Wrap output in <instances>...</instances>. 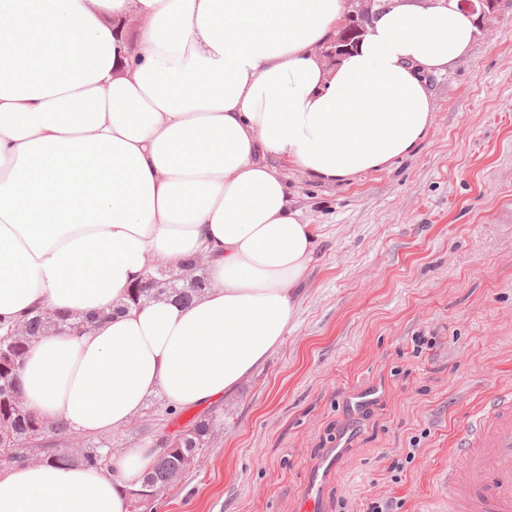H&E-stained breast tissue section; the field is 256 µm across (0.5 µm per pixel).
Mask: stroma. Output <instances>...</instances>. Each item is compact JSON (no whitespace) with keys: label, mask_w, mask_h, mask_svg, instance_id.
Masks as SVG:
<instances>
[{"label":"stroma","mask_w":512,"mask_h":512,"mask_svg":"<svg viewBox=\"0 0 512 512\" xmlns=\"http://www.w3.org/2000/svg\"><path fill=\"white\" fill-rule=\"evenodd\" d=\"M470 52L426 74L435 119L415 153L351 183L278 164L319 234L288 333L236 391L165 415L131 448L223 415L191 467L129 512H293L342 448L323 512H446L468 417L512 389V0L476 10ZM371 397L365 409L353 399Z\"/></svg>","instance_id":"obj_1"}]
</instances>
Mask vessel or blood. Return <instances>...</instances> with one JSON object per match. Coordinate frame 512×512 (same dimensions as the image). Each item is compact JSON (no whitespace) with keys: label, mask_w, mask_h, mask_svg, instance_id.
Returning a JSON list of instances; mask_svg holds the SVG:
<instances>
[{"label":"vessel or blood","mask_w":512,"mask_h":512,"mask_svg":"<svg viewBox=\"0 0 512 512\" xmlns=\"http://www.w3.org/2000/svg\"><path fill=\"white\" fill-rule=\"evenodd\" d=\"M448 467V512H512V390L494 395L466 423ZM329 451L295 512H320L321 483L336 463Z\"/></svg>","instance_id":"vessel-or-blood-1"}]
</instances>
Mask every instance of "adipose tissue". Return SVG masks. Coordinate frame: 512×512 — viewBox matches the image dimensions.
<instances>
[{
  "label": "adipose tissue",
  "instance_id": "ef3b65f1",
  "mask_svg": "<svg viewBox=\"0 0 512 512\" xmlns=\"http://www.w3.org/2000/svg\"><path fill=\"white\" fill-rule=\"evenodd\" d=\"M135 17L137 35L122 27ZM345 0H0V319L89 321L25 356V408L97 437L163 396L231 393L282 343L318 234L275 167L349 182L414 152L423 79L475 37L459 0H389L333 65ZM207 259L191 303L129 300ZM158 453L0 474V512H129Z\"/></svg>",
  "mask_w": 512,
  "mask_h": 512
}]
</instances>
